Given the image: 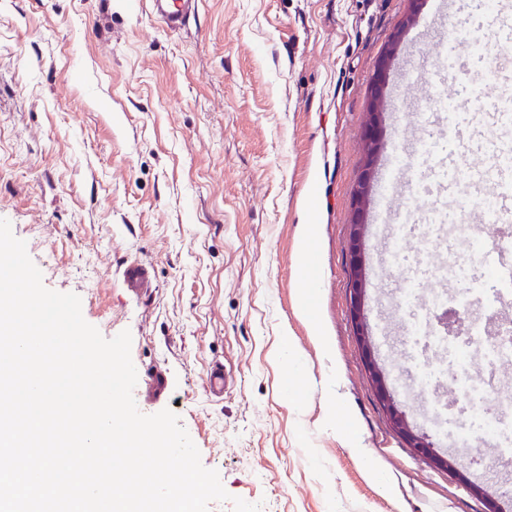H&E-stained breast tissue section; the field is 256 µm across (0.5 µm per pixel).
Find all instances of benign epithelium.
<instances>
[{"label": "benign epithelium", "mask_w": 512, "mask_h": 512, "mask_svg": "<svg viewBox=\"0 0 512 512\" xmlns=\"http://www.w3.org/2000/svg\"><path fill=\"white\" fill-rule=\"evenodd\" d=\"M411 10L403 19L399 36L395 37L379 58L370 87V107L365 140L368 159L365 169L354 190V214L350 232V277L352 279L351 308L357 320L359 335L366 348L368 369L376 385L377 395L387 409L390 420L397 431L406 439L408 446L430 457L436 465L453 472L460 481L467 482L464 469L455 459H445L434 452L428 437L416 431L400 409L398 395L386 383L382 369L379 367L369 340L367 324L364 320L365 266L364 235L367 228L366 216L374 185V166L372 157L383 148V109L386 102L390 71L399 49L401 34L412 27L417 18L419 0H410Z\"/></svg>", "instance_id": "obj_1"}]
</instances>
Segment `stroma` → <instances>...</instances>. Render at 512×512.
<instances>
[{"instance_id": "stroma-1", "label": "stroma", "mask_w": 512, "mask_h": 512, "mask_svg": "<svg viewBox=\"0 0 512 512\" xmlns=\"http://www.w3.org/2000/svg\"><path fill=\"white\" fill-rule=\"evenodd\" d=\"M143 0H0V218L44 285L77 294L105 338L132 335L138 375L175 413L233 498L260 512H486L512 506V465L479 451L482 494L409 448L380 405L350 312L353 190L366 159L376 63L409 0H198L168 31ZM442 29L493 43L481 0H454ZM436 34L407 30L390 73L385 152L406 149L432 98L400 85ZM317 183L319 203L306 202ZM320 254V307L301 309V243ZM149 265L144 298L127 262ZM396 266L365 292L374 345L400 408L414 360L400 335ZM291 342L296 358L281 354ZM221 362L234 384L205 391ZM382 482H375L373 473Z\"/></svg>"}]
</instances>
